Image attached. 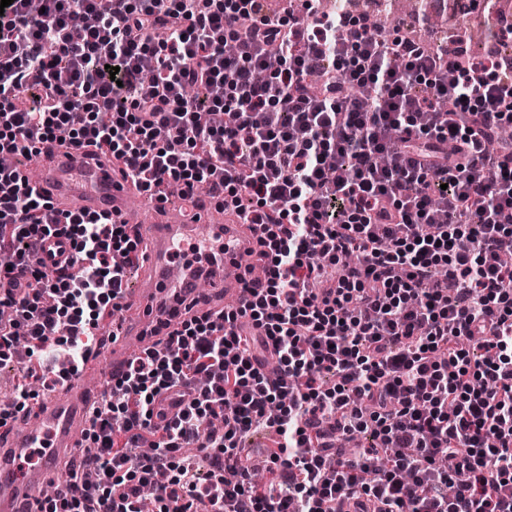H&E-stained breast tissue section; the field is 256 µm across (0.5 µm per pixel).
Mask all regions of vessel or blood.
<instances>
[{"label":"vessel or blood","mask_w":512,"mask_h":512,"mask_svg":"<svg viewBox=\"0 0 512 512\" xmlns=\"http://www.w3.org/2000/svg\"><path fill=\"white\" fill-rule=\"evenodd\" d=\"M37 185L50 188L51 201L60 211L105 213L114 223L129 225L145 248L139 287L135 294L120 298L128 316L115 327L110 346L84 364V372L107 364L123 372L135 352L162 347L168 332L184 319L201 311H220L227 297L239 306L251 302L244 271L263 262L259 233L237 216L206 206L190 224L179 208L154 197L149 204L156 218L144 222L133 204L137 189L132 180L115 171L110 159L89 161L81 149L63 150L45 160ZM188 242L209 248L219 242L224 252L205 270L173 265L176 247ZM70 251L65 238L52 237L45 241L40 258L50 267L67 261ZM203 278L210 283L206 293L197 287ZM65 387L64 398L40 405L33 425L0 440V512L35 507L48 478L73 458L89 426L94 390L77 378L67 380Z\"/></svg>","instance_id":"b4317fda"}]
</instances>
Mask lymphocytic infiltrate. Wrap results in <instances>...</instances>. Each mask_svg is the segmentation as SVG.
Returning <instances> with one entry per match:
<instances>
[{
	"label": "lymphocytic infiltrate",
	"mask_w": 512,
	"mask_h": 512,
	"mask_svg": "<svg viewBox=\"0 0 512 512\" xmlns=\"http://www.w3.org/2000/svg\"><path fill=\"white\" fill-rule=\"evenodd\" d=\"M13 0L0 12V154L95 148L143 190L199 188L267 234L244 310L182 322L93 407L94 456L39 512H512V60L426 51L317 0ZM117 75H110V68ZM324 78L318 92L309 79ZM370 93L369 106L352 97ZM451 111L437 108L440 98ZM70 242L47 270L40 242ZM0 362H43L0 427L76 374L139 242L105 214H55L0 168ZM186 389L156 430L154 404ZM224 420L219 432L201 425ZM267 423L270 479L240 442ZM368 433L347 464L339 439ZM206 451L205 480L180 450ZM154 484V483H153Z\"/></svg>",
	"instance_id": "lymphocytic-infiltrate-1"
}]
</instances>
